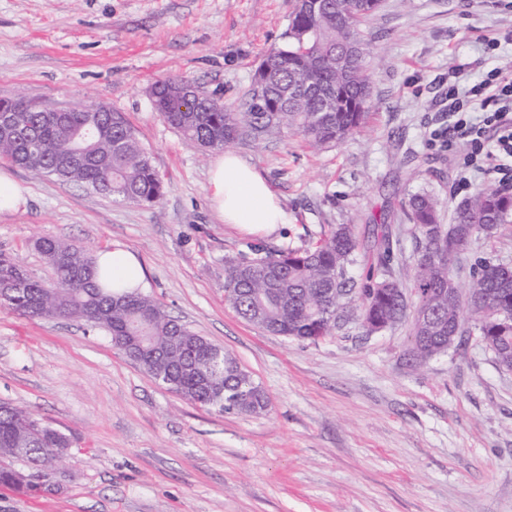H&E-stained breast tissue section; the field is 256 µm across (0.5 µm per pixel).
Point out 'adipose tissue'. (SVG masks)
<instances>
[{
	"instance_id": "1",
	"label": "adipose tissue",
	"mask_w": 512,
	"mask_h": 512,
	"mask_svg": "<svg viewBox=\"0 0 512 512\" xmlns=\"http://www.w3.org/2000/svg\"><path fill=\"white\" fill-rule=\"evenodd\" d=\"M209 183L211 204L225 223L248 232L268 234L287 223L288 215L264 177L238 155L227 152L213 162ZM97 265L103 280L113 289L141 291L145 283L137 255L123 245L101 251Z\"/></svg>"
}]
</instances>
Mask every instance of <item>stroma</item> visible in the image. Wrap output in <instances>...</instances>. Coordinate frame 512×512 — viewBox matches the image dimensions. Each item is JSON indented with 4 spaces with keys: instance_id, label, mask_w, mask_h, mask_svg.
I'll return each mask as SVG.
<instances>
[{
    "instance_id": "stroma-1",
    "label": "stroma",
    "mask_w": 512,
    "mask_h": 512,
    "mask_svg": "<svg viewBox=\"0 0 512 512\" xmlns=\"http://www.w3.org/2000/svg\"><path fill=\"white\" fill-rule=\"evenodd\" d=\"M295 4L0 0V98L125 113L165 183L147 206L12 167L29 195L0 215V253L47 282L37 238L135 250L145 294L231 353L269 399L258 415L194 405L106 332L0 309V401L72 440L51 491L0 486V512H512V372L475 333L417 366L405 325L369 335L353 322L314 343L264 332L224 303L226 256L304 249L339 224L360 243L356 282L384 234L393 277L410 282L417 240L401 201L431 193L447 219L498 184L475 172L460 186L467 151L435 132L448 125L452 72L470 86L512 63V0H381L366 27L372 95L360 131L321 152L293 134L235 146L288 213L274 232L253 234L211 205L217 151L189 146L149 88L183 79L235 108L263 56L283 44ZM492 38L500 46L490 55ZM463 258L464 286L477 260L512 263V234L476 237Z\"/></svg>"
}]
</instances>
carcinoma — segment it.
I'll use <instances>...</instances> for the list:
<instances>
[{
  "mask_svg": "<svg viewBox=\"0 0 512 512\" xmlns=\"http://www.w3.org/2000/svg\"><path fill=\"white\" fill-rule=\"evenodd\" d=\"M380 0H321L312 8L296 5L285 42L263 58L254 82L267 92L248 91L240 111L229 112L213 100L200 112L182 110L191 84L167 79L153 85L154 109L187 143L203 150L240 144L260 146L293 132L313 150L342 142L362 127L371 97V77L364 60L345 55L367 50L365 24ZM311 74V85L292 88L298 74ZM16 101L0 100V158L34 175L81 183L113 201L158 203L164 184L134 128L120 112H13ZM441 202L427 193L406 204L415 226L418 258L408 284L393 278L386 259L391 243L382 236L380 278L356 287L347 276L359 243L352 227L339 224L315 246L268 252L256 249L224 259V301L255 327L300 341L332 336L354 320L372 334L408 325L416 341L448 335V323H470L493 354L499 369L512 371V266L480 260L468 288L459 287L454 270L435 252L457 240L463 246L482 234L497 236L512 220V195L482 187L441 223ZM35 249L54 272L51 282L35 280L0 254V308L30 319H78L110 336H137L135 361L167 390L220 412L219 391L235 398L231 410L258 414L268 397L235 357L173 318L153 297L115 295L94 281L95 259L83 247L62 238L40 237ZM414 296L409 307L407 295ZM70 438L44 425L25 407L0 403V456L20 459L34 470L51 469L56 450ZM40 491L24 482L21 471L0 469V486Z\"/></svg>",
  "mask_w": 512,
  "mask_h": 512,
  "instance_id": "cac0c4a2",
  "label": "carcinoma"
}]
</instances>
